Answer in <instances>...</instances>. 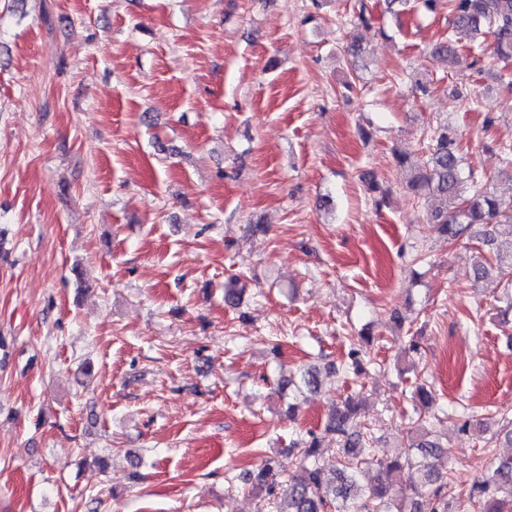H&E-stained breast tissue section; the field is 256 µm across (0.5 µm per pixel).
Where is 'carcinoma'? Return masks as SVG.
I'll return each instance as SVG.
<instances>
[{"label":"carcinoma","mask_w":512,"mask_h":512,"mask_svg":"<svg viewBox=\"0 0 512 512\" xmlns=\"http://www.w3.org/2000/svg\"><path fill=\"white\" fill-rule=\"evenodd\" d=\"M434 13L448 6V38L436 43L431 55L452 68L461 62L458 44L490 33L494 55L512 60V0H417ZM457 130L437 124L428 136V163L413 166L404 154L395 155L399 166L409 169L407 188L435 206L426 215L430 228L452 248L463 240L476 241L481 261L475 276H488L497 266L501 277L512 274V261L502 265L495 246L512 244V200H504L484 188L485 179L464 173ZM288 385L298 391L318 387V371L307 368ZM357 406L345 401L328 416L323 434L332 437L342 456L340 466L329 467L317 453L319 437L303 448L295 469L288 471L273 459L258 470L254 488L273 512H448L452 487L443 480L435 460L451 449L429 439L430 431L410 432V445L400 457H378L373 439L352 424ZM433 487L428 497L413 493V485ZM473 512H512V456L495 459L482 485L468 494Z\"/></svg>","instance_id":"carcinoma-1"}]
</instances>
